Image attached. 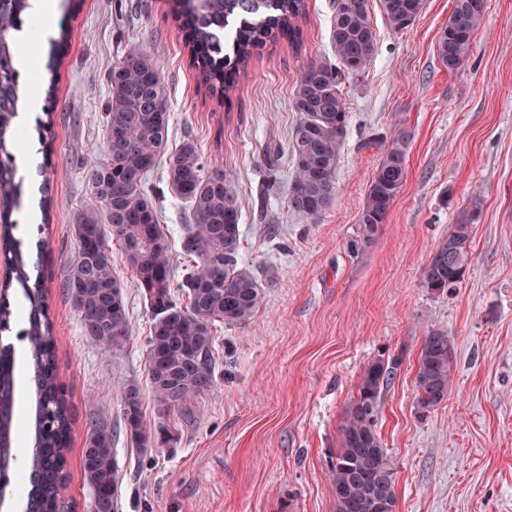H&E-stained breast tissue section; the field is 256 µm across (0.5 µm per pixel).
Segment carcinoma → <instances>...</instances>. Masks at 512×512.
Masks as SVG:
<instances>
[{"label": "carcinoma", "instance_id": "cac0c4a2", "mask_svg": "<svg viewBox=\"0 0 512 512\" xmlns=\"http://www.w3.org/2000/svg\"><path fill=\"white\" fill-rule=\"evenodd\" d=\"M173 18L189 51L199 85L217 105L235 92L242 73L258 50L286 39L299 48L308 0H173ZM389 26L403 30L424 9L425 0H380ZM28 0H0V255L28 302L26 327L18 332L28 346L31 390L35 396L33 450L28 457L25 512H68L63 491L69 481L67 454L72 415L58 372V355L49 317L47 288L40 262L31 261L23 242L13 237L12 210L20 205L22 181L16 178L17 133L12 122L20 101V72L14 66L17 47L9 34L25 23ZM486 0H455L436 43L448 71L471 57ZM70 32L61 28L44 69L47 121L38 126L43 144L52 125L60 57ZM331 40L339 67L314 60L304 67L294 99L299 121L290 137L293 164L288 207L315 221L336 197V168L347 133L346 107L340 90L347 76L365 72L376 50L371 0H333ZM105 139L101 159L91 173L96 206L78 215L74 234L78 251L69 265L64 288L82 332L110 349L127 337L129 313L114 273L116 257L135 273L152 311L146 337L147 375L156 400L168 410L187 402L215 383L214 323L248 322L261 308L264 292L255 274L241 266L238 195L222 170L205 169L194 142L167 153L170 105L158 60L132 45L110 65L104 108ZM408 138L395 135L383 151L359 217L362 248L373 242L407 178ZM166 156L167 186L190 208L181 250L194 259L179 288L172 278L173 255L159 212L149 193V174ZM471 225L456 224L423 271V287L432 294H451L465 277ZM120 255L112 251V242ZM14 312L0 295V333L11 329ZM402 363L393 356L370 362L360 376L355 401L342 427L340 448L331 462V490L336 512H396L394 472L377 425L383 394ZM455 365L452 336L431 330L424 336L415 372L416 406L424 415L448 400ZM126 436L144 452L173 436L147 433L138 387L122 388ZM16 377L12 344H0V494L10 484L16 461ZM112 427L93 426L82 452V470L91 486V512H117L122 477L114 458Z\"/></svg>", "mask_w": 512, "mask_h": 512}]
</instances>
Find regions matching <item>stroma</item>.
<instances>
[{
	"instance_id": "35a3bbf8",
	"label": "stroma",
	"mask_w": 512,
	"mask_h": 512,
	"mask_svg": "<svg viewBox=\"0 0 512 512\" xmlns=\"http://www.w3.org/2000/svg\"><path fill=\"white\" fill-rule=\"evenodd\" d=\"M332 4L309 0L303 46L268 45L225 109L199 86L168 0H61L72 35L54 98L44 274L73 419L72 512H90L80 459L99 419L112 426L123 474L119 512H336L329 463L339 429L364 366L383 354L402 358L378 423L397 512H512V0H487L472 56L455 72L436 52L454 0H425L403 30L374 0L376 52L341 84L348 133L336 200L313 222L288 207V145L304 66L335 60ZM133 42L163 66L170 147L194 141L206 165L230 177L242 201L241 255L264 291L250 321L216 323L215 384L186 416L153 396L144 347L152 313L133 271L115 266L129 330L113 349L83 336L62 288L77 252L73 225L92 203L108 69ZM400 132L407 180L373 244L352 248L383 145ZM150 184L180 246L188 219L164 165ZM463 222L472 226L465 280L453 294H431L422 271ZM431 330L451 332L457 364L447 402L422 416L415 365ZM128 384L140 389L147 431L167 427L173 444L141 453L126 439L118 392Z\"/></svg>"
}]
</instances>
